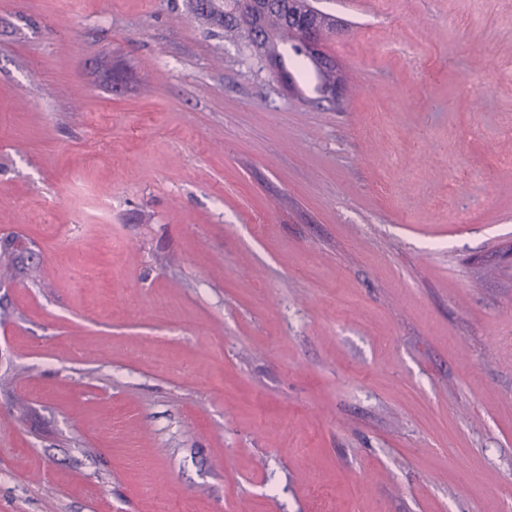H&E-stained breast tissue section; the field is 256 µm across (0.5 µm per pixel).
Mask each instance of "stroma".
I'll use <instances>...</instances> for the list:
<instances>
[{
  "instance_id": "obj_1",
  "label": "stroma",
  "mask_w": 512,
  "mask_h": 512,
  "mask_svg": "<svg viewBox=\"0 0 512 512\" xmlns=\"http://www.w3.org/2000/svg\"><path fill=\"white\" fill-rule=\"evenodd\" d=\"M313 5L0 0V512H512V0ZM227 1L230 0H194L193 7L210 25L224 28L225 36L242 40L254 55L269 64L287 88L290 85L298 91L293 74L288 69L289 64L312 70L315 76L320 74L323 80L336 79V71L330 70L326 74L319 70L321 61L328 57L321 49L323 30L316 17L320 12L318 9L307 13L290 4L291 11L286 16L287 27L277 18L279 7L274 3H268L275 1L246 0L243 5ZM288 28L295 38V44L302 48L320 42L318 49L312 50L309 57L304 60L298 51H294ZM255 31L261 33H253ZM252 33L258 40L251 39ZM288 48L293 52L291 57L288 56ZM316 79L317 90L321 94L322 83L319 77L316 76ZM9 260H6V265L0 276H5L8 279H13L17 275H24L28 277L36 276L37 266L31 261V256L28 255L27 250L24 248H17L14 246V239L6 238L0 242V248Z\"/></svg>"
}]
</instances>
